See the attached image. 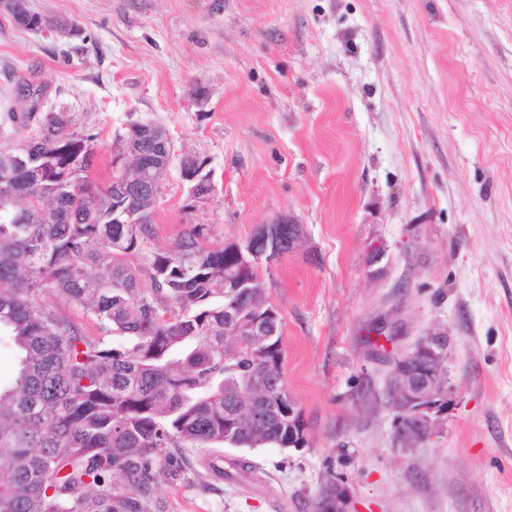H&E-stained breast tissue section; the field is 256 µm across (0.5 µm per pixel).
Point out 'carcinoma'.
I'll use <instances>...</instances> for the list:
<instances>
[{"mask_svg":"<svg viewBox=\"0 0 512 512\" xmlns=\"http://www.w3.org/2000/svg\"><path fill=\"white\" fill-rule=\"evenodd\" d=\"M0 11L27 30L81 35L25 0H0ZM0 96V343L17 358L16 374L0 381V512H163L157 469L185 470L186 449L288 447L302 420L288 415L282 316L265 315L258 273H242L232 243L208 244L201 224L169 249L144 251L153 212L112 223L117 176L137 180L139 156L100 189L89 180L93 134L67 112L14 109L24 99L17 86ZM143 149L156 157L157 181L167 172L162 148ZM280 231L251 242L286 251ZM243 274L252 287H224ZM43 293L121 341L86 335L36 298ZM446 360L432 386L444 401Z\"/></svg>","mask_w":512,"mask_h":512,"instance_id":"1","label":"carcinoma"}]
</instances>
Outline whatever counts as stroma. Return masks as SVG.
<instances>
[{"label": "stroma", "mask_w": 512, "mask_h": 512, "mask_svg": "<svg viewBox=\"0 0 512 512\" xmlns=\"http://www.w3.org/2000/svg\"><path fill=\"white\" fill-rule=\"evenodd\" d=\"M82 30L0 17V89L95 134L105 187L130 123L207 162L195 209L171 167L148 250L187 225L246 242L286 214L300 247L260 265L283 319L302 448L218 446L224 478L161 472L165 512H512V0H27ZM446 340L448 408L395 440L392 361ZM336 486V492L333 496L316 501L314 511L319 512V504L322 512H346L344 510V489L336 481L329 479L321 489V494H325Z\"/></svg>", "instance_id": "35a3bbf8"}]
</instances>
